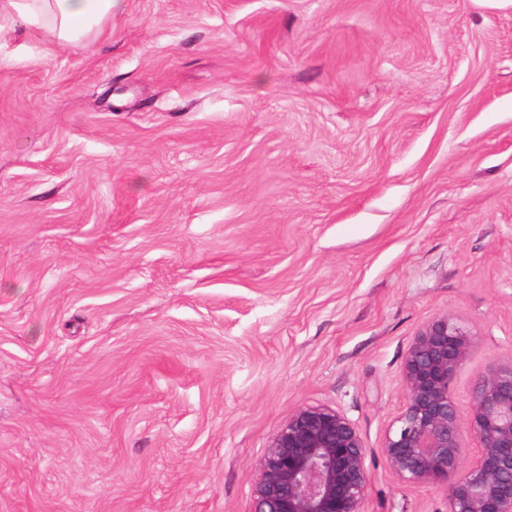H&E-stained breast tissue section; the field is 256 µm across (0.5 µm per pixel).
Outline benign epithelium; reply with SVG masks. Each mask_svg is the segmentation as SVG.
<instances>
[{
	"mask_svg": "<svg viewBox=\"0 0 512 512\" xmlns=\"http://www.w3.org/2000/svg\"><path fill=\"white\" fill-rule=\"evenodd\" d=\"M474 346L464 322L439 316L408 350L404 404L384 439L394 477L446 482L448 512H512V361L473 382L467 413L453 384ZM475 453L466 458L465 448ZM370 483L356 423L339 408L303 406L271 437L253 488V512H364Z\"/></svg>",
	"mask_w": 512,
	"mask_h": 512,
	"instance_id": "benign-epithelium-1",
	"label": "benign epithelium"
}]
</instances>
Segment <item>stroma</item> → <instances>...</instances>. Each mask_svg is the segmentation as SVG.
I'll return each instance as SVG.
<instances>
[{
	"label": "stroma",
	"mask_w": 512,
	"mask_h": 512,
	"mask_svg": "<svg viewBox=\"0 0 512 512\" xmlns=\"http://www.w3.org/2000/svg\"><path fill=\"white\" fill-rule=\"evenodd\" d=\"M512 360V8L123 0L0 32V512H252L302 406L364 512H448L383 439L418 330Z\"/></svg>",
	"instance_id": "obj_1"
}]
</instances>
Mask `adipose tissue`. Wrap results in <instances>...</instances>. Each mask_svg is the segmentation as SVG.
I'll return each mask as SVG.
<instances>
[{"instance_id": "1", "label": "adipose tissue", "mask_w": 512, "mask_h": 512, "mask_svg": "<svg viewBox=\"0 0 512 512\" xmlns=\"http://www.w3.org/2000/svg\"><path fill=\"white\" fill-rule=\"evenodd\" d=\"M122 0H0V30L47 29L60 44L81 40L112 20Z\"/></svg>"}]
</instances>
